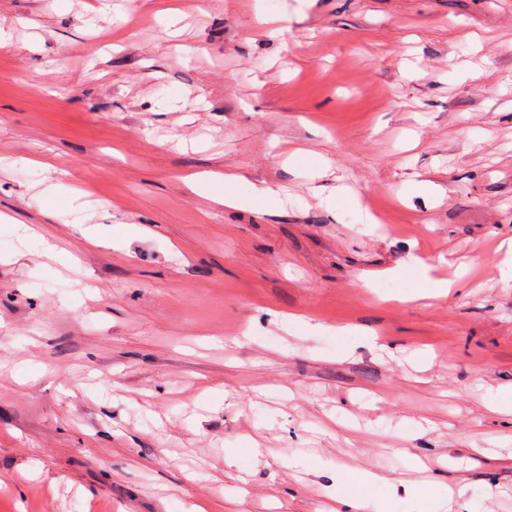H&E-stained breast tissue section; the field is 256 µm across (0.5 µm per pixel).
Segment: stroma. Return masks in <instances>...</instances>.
<instances>
[{
	"label": "stroma",
	"instance_id": "1",
	"mask_svg": "<svg viewBox=\"0 0 512 512\" xmlns=\"http://www.w3.org/2000/svg\"><path fill=\"white\" fill-rule=\"evenodd\" d=\"M1 30L0 512H512V0Z\"/></svg>",
	"mask_w": 512,
	"mask_h": 512
}]
</instances>
